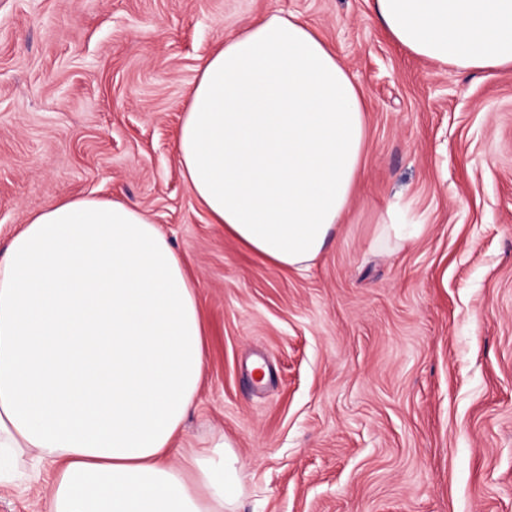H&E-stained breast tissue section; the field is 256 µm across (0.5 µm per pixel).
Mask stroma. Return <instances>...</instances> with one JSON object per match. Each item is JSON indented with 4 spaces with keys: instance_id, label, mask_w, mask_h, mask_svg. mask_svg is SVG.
Returning a JSON list of instances; mask_svg holds the SVG:
<instances>
[{
    "instance_id": "1",
    "label": "stroma",
    "mask_w": 512,
    "mask_h": 512,
    "mask_svg": "<svg viewBox=\"0 0 512 512\" xmlns=\"http://www.w3.org/2000/svg\"><path fill=\"white\" fill-rule=\"evenodd\" d=\"M271 13L366 103L360 185L303 273L225 236L175 156L208 57ZM70 197L138 206L183 257L206 329L185 439L230 440L234 512H512V68L419 58L372 0H0V253ZM390 210L415 238L382 239ZM52 475L0 512H44Z\"/></svg>"
}]
</instances>
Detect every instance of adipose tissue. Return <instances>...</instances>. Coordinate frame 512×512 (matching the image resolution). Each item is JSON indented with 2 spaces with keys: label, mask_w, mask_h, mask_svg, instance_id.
<instances>
[{
  "label": "adipose tissue",
  "mask_w": 512,
  "mask_h": 512,
  "mask_svg": "<svg viewBox=\"0 0 512 512\" xmlns=\"http://www.w3.org/2000/svg\"><path fill=\"white\" fill-rule=\"evenodd\" d=\"M413 54L512 67V0H373ZM363 94L305 22L273 14L225 40L176 137L211 223L274 266L327 249L365 161ZM196 289L138 207L67 198L29 216L0 255V484L55 467L45 512H226L232 444L183 443L203 379Z\"/></svg>",
  "instance_id": "adipose-tissue-1"
}]
</instances>
